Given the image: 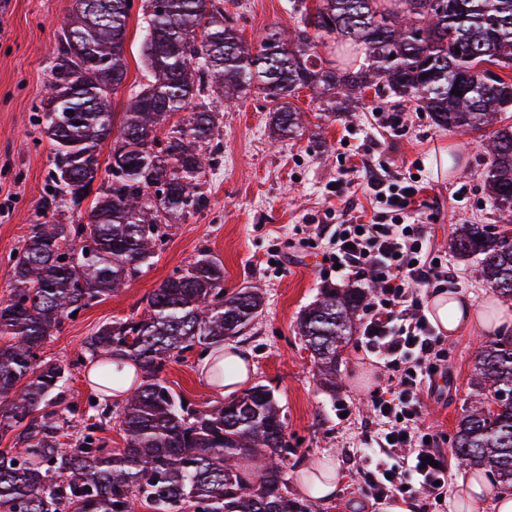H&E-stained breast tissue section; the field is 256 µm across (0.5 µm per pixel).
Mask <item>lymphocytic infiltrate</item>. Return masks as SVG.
<instances>
[{"label":"lymphocytic infiltrate","mask_w":512,"mask_h":512,"mask_svg":"<svg viewBox=\"0 0 512 512\" xmlns=\"http://www.w3.org/2000/svg\"><path fill=\"white\" fill-rule=\"evenodd\" d=\"M372 215H347L322 225L323 261L338 276H371L373 301L363 323L361 341L386 375L370 398L374 427L372 453L393 458L377 465L365 493L394 492L446 498L453 454L446 437L427 433L421 424V394L448 370V351L425 308L431 290H458L447 258L429 246L415 198L421 190L413 178L378 175L369 183Z\"/></svg>","instance_id":"1"}]
</instances>
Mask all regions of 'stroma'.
Here are the masks:
<instances>
[{
	"instance_id": "stroma-1",
	"label": "stroma",
	"mask_w": 512,
	"mask_h": 512,
	"mask_svg": "<svg viewBox=\"0 0 512 512\" xmlns=\"http://www.w3.org/2000/svg\"><path fill=\"white\" fill-rule=\"evenodd\" d=\"M246 42L259 45L273 29L291 28L288 0H224ZM71 0H0V291L8 279L5 260L20 245L30 225L74 224L86 220L88 208L58 212L45 206L50 169L49 145L36 124L48 94L52 57L70 20ZM142 15L132 10L126 57L128 74L111 97L115 113L144 80L139 54ZM363 109L326 110L309 89L292 99L304 116L305 129L293 139L271 136L272 105L251 91L235 106L217 105L222 150L217 166L206 175L208 205L183 221L172 218V235L138 279L111 297L65 321L42 349L46 359L70 364L67 404L85 407L92 387L86 367L76 360L86 338L103 323L142 316L146 297L175 268L185 266L203 249L224 263V289L234 292L258 287L264 293L262 312L226 342L246 356L251 384L271 388L283 409L290 454L288 490L301 497L300 475L325 462L339 473L331 500L316 503V512H369L371 496L360 491L375 459L359 460L352 449L370 435L369 392L383 371L374 356L351 338L336 364V388H324L310 361L296 322L326 286L370 291L363 278H336L320 266V250L302 247L319 224L336 223L343 210L333 183L347 184L350 199L369 206L367 170L393 176L418 174L422 219L434 250L448 258L449 273L462 282L461 297L477 314L456 334L443 335L449 350L444 392L425 398V423L454 435L472 393L471 370L482 342L495 338L488 319L498 295L482 277L477 260L461 261L451 254L457 224H494L498 212L485 179L487 158L480 133H462L437 126L410 100L368 90ZM450 150L455 165L442 168L438 153ZM279 249L281 265H269ZM196 355L170 361L164 377L176 393L196 407L212 406L225 395L204 373ZM351 413L342 418L339 406Z\"/></svg>"
}]
</instances>
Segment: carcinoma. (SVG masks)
Wrapping results in <instances>:
<instances>
[{"label":"carcinoma","instance_id":"cac0c4a2","mask_svg":"<svg viewBox=\"0 0 512 512\" xmlns=\"http://www.w3.org/2000/svg\"><path fill=\"white\" fill-rule=\"evenodd\" d=\"M290 0L288 35L268 34L257 50L224 12V0H142L146 82L122 113L111 95L127 73L131 0H73L37 115L50 145L47 205L77 210L93 197L88 221L32 224L7 256L10 288L0 295V512H315L288 496L285 421L273 391L257 384L196 409L169 386L166 363L207 355L262 310L257 288L224 292V264L208 251L177 268L146 298L147 314L99 326L84 342L107 389L132 361L141 383L115 405L87 401L70 435L64 400L68 366L40 356L46 339L78 312L137 279L170 237L165 217L189 219L206 207L201 178L210 165L215 101L257 90L274 103V132L304 129L289 98L313 89L327 107L359 109L365 90L410 99L442 127L478 131L512 110V0ZM316 18L315 26L309 25ZM365 62L341 68L313 51L309 28ZM395 58H390V55ZM427 78H421V75ZM461 95H456V92ZM192 112L189 122L175 121ZM112 141L98 180L99 151ZM486 189L502 224H459L453 250L480 260L484 279L512 303V125L482 141ZM356 288H326L302 310L297 335L318 372L336 375V356L365 304ZM472 381L479 387L454 436L463 465L512 489V336L482 344ZM123 433L117 451L98 436Z\"/></svg>","mask_w":512,"mask_h":512}]
</instances>
